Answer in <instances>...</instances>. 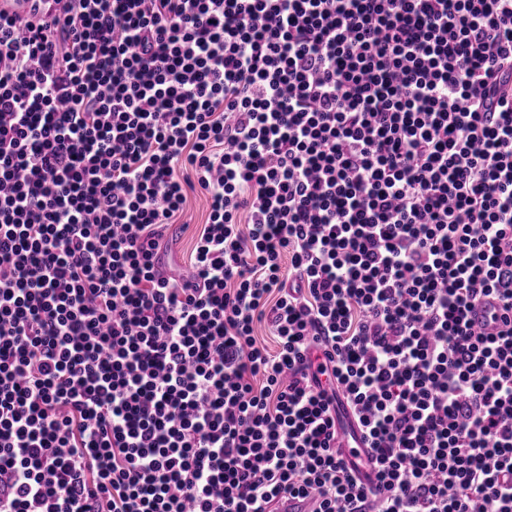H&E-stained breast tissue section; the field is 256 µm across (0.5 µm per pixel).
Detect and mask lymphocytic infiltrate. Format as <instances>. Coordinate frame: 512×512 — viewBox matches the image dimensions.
Here are the masks:
<instances>
[{"instance_id":"f902f5d3","label":"lymphocytic infiltrate","mask_w":512,"mask_h":512,"mask_svg":"<svg viewBox=\"0 0 512 512\" xmlns=\"http://www.w3.org/2000/svg\"><path fill=\"white\" fill-rule=\"evenodd\" d=\"M54 2L0 13V512H512V0ZM207 214L206 199L202 194L190 195L185 213L179 222L185 224H172L169 231V240L171 251L169 257L172 265L181 273H185L189 262L190 253L193 247V235L200 224H203ZM341 448H343L344 457L347 461H352L357 466L356 473L362 476L368 471L366 467L367 456H366V445L357 433L353 439L350 436L343 437L341 441Z\"/></svg>"}]
</instances>
